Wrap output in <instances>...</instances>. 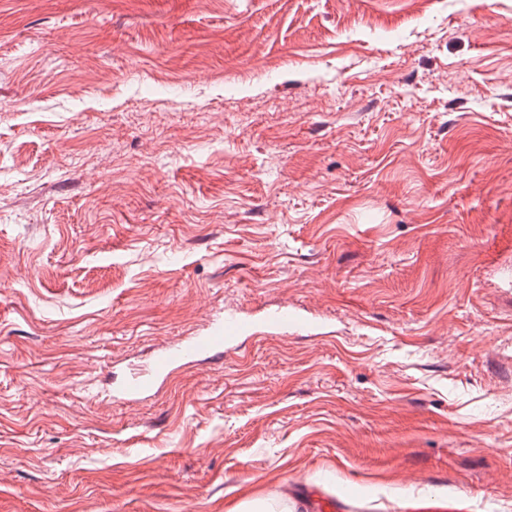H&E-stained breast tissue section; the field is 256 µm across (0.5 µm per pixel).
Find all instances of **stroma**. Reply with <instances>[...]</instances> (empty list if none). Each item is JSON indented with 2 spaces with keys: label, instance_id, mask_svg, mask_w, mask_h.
Returning <instances> with one entry per match:
<instances>
[{
  "label": "stroma",
  "instance_id": "35a3bbf8",
  "mask_svg": "<svg viewBox=\"0 0 512 512\" xmlns=\"http://www.w3.org/2000/svg\"><path fill=\"white\" fill-rule=\"evenodd\" d=\"M247 488L512 512V0H0V512ZM296 322V317L288 313V310H278L266 314L260 325L266 331V334L284 338L288 335V326ZM257 328V324L241 318H225L216 320L210 330L199 336H193L186 343L168 349L159 356L153 367L151 375L133 373L116 389V397L132 400L142 395L146 389L165 374L169 368L179 362L199 357H208L224 353V349L231 350L229 345L248 335Z\"/></svg>",
  "mask_w": 512,
  "mask_h": 512
}]
</instances>
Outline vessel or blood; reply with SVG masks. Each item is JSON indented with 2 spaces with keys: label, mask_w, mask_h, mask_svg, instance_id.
<instances>
[{
  "label": "vessel or blood",
  "mask_w": 512,
  "mask_h": 512,
  "mask_svg": "<svg viewBox=\"0 0 512 512\" xmlns=\"http://www.w3.org/2000/svg\"><path fill=\"white\" fill-rule=\"evenodd\" d=\"M295 322V316L285 310L266 314L263 323L259 325L241 318L216 320L211 329L204 334L192 337L186 343L168 349L159 356L154 362L152 374H131L128 380L116 389L115 394L125 400L134 399L142 395L148 387L156 382L158 377L165 374L176 363L222 354L232 342L245 337L259 326L263 327L267 334L286 337L289 326Z\"/></svg>",
  "instance_id": "obj_1"
}]
</instances>
